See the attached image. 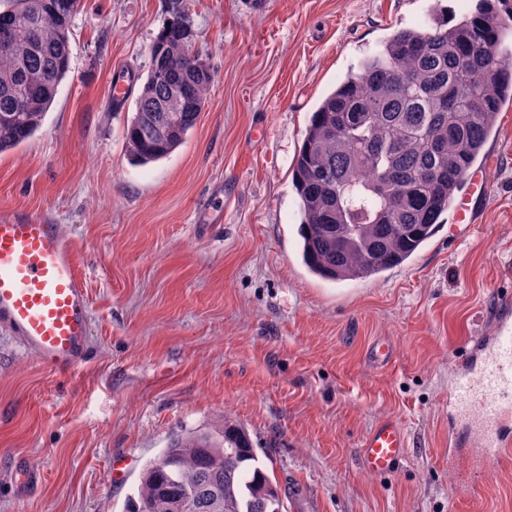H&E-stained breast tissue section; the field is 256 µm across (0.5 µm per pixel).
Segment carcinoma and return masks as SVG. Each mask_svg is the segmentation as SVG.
<instances>
[{"instance_id": "obj_1", "label": "carcinoma", "mask_w": 512, "mask_h": 512, "mask_svg": "<svg viewBox=\"0 0 512 512\" xmlns=\"http://www.w3.org/2000/svg\"><path fill=\"white\" fill-rule=\"evenodd\" d=\"M79 0H0V153L40 127L70 69ZM512 25L492 0L458 20L398 29L319 103L292 168L301 256L333 282L369 279L406 262L448 212L512 106ZM151 68L126 128L132 160L169 156L196 126L212 74L177 15L150 50ZM280 488L249 434L173 440L143 471L127 512H276Z\"/></svg>"}]
</instances>
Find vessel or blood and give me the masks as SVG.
<instances>
[{
  "label": "vessel or blood",
  "instance_id": "1",
  "mask_svg": "<svg viewBox=\"0 0 512 512\" xmlns=\"http://www.w3.org/2000/svg\"><path fill=\"white\" fill-rule=\"evenodd\" d=\"M474 193V187H467L454 200L455 224L480 222L481 203ZM88 308L77 258L58 225L42 212L1 213L0 326L45 366L65 372L87 357ZM448 400L464 415L482 413L477 438L483 454L504 451L505 427L512 421V321H500L476 367L458 375ZM361 448L368 472L389 475L406 460V433L387 418Z\"/></svg>",
  "mask_w": 512,
  "mask_h": 512
}]
</instances>
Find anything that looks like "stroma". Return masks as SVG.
<instances>
[{
	"mask_svg": "<svg viewBox=\"0 0 512 512\" xmlns=\"http://www.w3.org/2000/svg\"><path fill=\"white\" fill-rule=\"evenodd\" d=\"M425 0H81L70 71L40 128L0 154V212L50 213L89 302L86 363L59 374L0 328V512H124L143 468L184 433H249L282 512H512V451L471 486V426L448 406L462 357L512 316V107L480 169L481 223L403 265L330 282L300 254L294 158L312 112ZM208 65V102L184 144L132 163L135 105L175 15ZM480 169L471 170L478 177ZM383 341L385 366L365 353ZM400 422L408 457L366 472L360 445Z\"/></svg>",
	"mask_w": 512,
	"mask_h": 512,
	"instance_id": "stroma-1",
	"label": "stroma"
}]
</instances>
